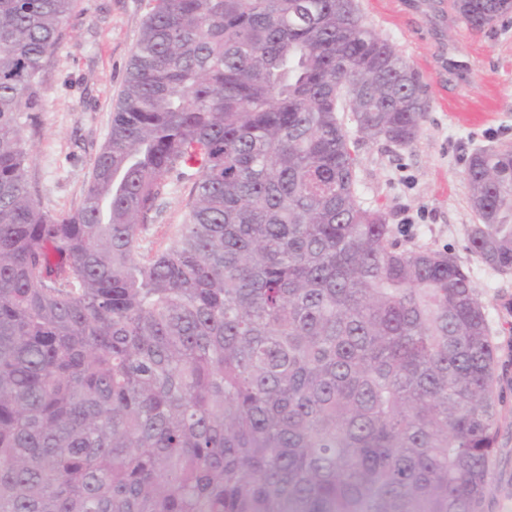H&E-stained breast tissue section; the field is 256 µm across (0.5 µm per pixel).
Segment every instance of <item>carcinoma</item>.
<instances>
[{
	"instance_id": "carcinoma-1",
	"label": "carcinoma",
	"mask_w": 512,
	"mask_h": 512,
	"mask_svg": "<svg viewBox=\"0 0 512 512\" xmlns=\"http://www.w3.org/2000/svg\"><path fill=\"white\" fill-rule=\"evenodd\" d=\"M74 2L0 0V512H485L484 307L361 204L340 118L416 140L402 52L358 0H150L84 200L50 214L21 131ZM465 176L467 249L512 273V148ZM191 182H185L178 186L166 187L161 195L162 212L154 224L148 225L144 233L143 247H152L154 250L165 247L169 243L172 227L183 223L186 203L189 198Z\"/></svg>"
}]
</instances>
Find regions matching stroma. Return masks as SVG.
Returning <instances> with one entry per match:
<instances>
[{
  "label": "stroma",
  "mask_w": 512,
  "mask_h": 512,
  "mask_svg": "<svg viewBox=\"0 0 512 512\" xmlns=\"http://www.w3.org/2000/svg\"><path fill=\"white\" fill-rule=\"evenodd\" d=\"M412 0H359L366 23L420 74L430 109L416 140H362L351 113L340 118L358 157L357 195L386 213L399 243L454 255L468 271L498 346L502 421L490 462L486 512H512V273L485 266L467 248L474 223L465 170L479 149L512 146V14L476 30L442 0L415 13ZM149 0H76L44 63L35 112L23 126L26 178L49 212L78 204L111 127L112 106L140 36ZM190 183L165 188L162 212L142 244L166 246L182 223Z\"/></svg>",
  "instance_id": "35a3bbf8"
}]
</instances>
